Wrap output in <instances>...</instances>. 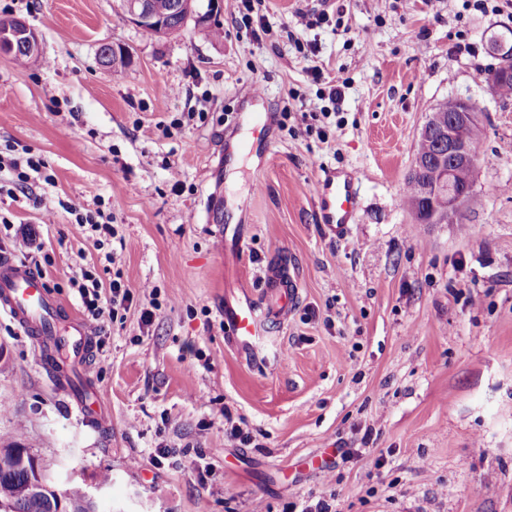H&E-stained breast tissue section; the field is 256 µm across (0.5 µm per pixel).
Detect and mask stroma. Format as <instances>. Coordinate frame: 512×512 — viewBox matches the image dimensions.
<instances>
[{"label":"stroma","instance_id":"1","mask_svg":"<svg viewBox=\"0 0 512 512\" xmlns=\"http://www.w3.org/2000/svg\"><path fill=\"white\" fill-rule=\"evenodd\" d=\"M118 5L0 0V19L25 20L40 47L25 64L0 54V156L46 162L19 199L0 196V252L33 236L37 270L79 316V268L133 296L94 339L104 428L68 408L0 315V436L59 486L83 483L95 512H301L321 497L334 512H512V98L485 83L501 61L489 41L512 43V0H255L272 30L253 41L241 0H221L218 36L193 39L147 35ZM300 12L326 17L300 34L317 54L280 36ZM105 44L130 63L100 66ZM331 81L346 84L338 124L305 135L301 116ZM255 84L276 148L233 179L224 137ZM448 98L481 114L479 176L459 221L418 224L406 179ZM321 166L359 178L342 239L317 219ZM252 185L248 212L223 205L225 188ZM69 202L111 212L115 264ZM227 223L240 227L230 246ZM274 261L300 301L246 355L224 333V302H264ZM228 417L248 444L228 441Z\"/></svg>","mask_w":512,"mask_h":512}]
</instances>
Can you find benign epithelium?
<instances>
[{
	"label": "benign epithelium",
	"mask_w": 512,
	"mask_h": 512,
	"mask_svg": "<svg viewBox=\"0 0 512 512\" xmlns=\"http://www.w3.org/2000/svg\"><path fill=\"white\" fill-rule=\"evenodd\" d=\"M188 7L186 21L195 23L213 20L219 9L217 0H176V7ZM121 18L142 29L146 25L161 27V22L152 12L151 0H121ZM25 44L37 51L39 42L33 29L20 19L0 21V53L12 54L17 45ZM477 113L473 106L464 102V109L450 116L442 112L429 113L422 127L421 135L438 132L448 142V151L438 155V164L442 171L440 182L435 191L448 196V206L433 208L422 215L426 224H446L460 212L472 195V190L456 187L453 175L463 167L479 164V156L472 150L471 130L476 122Z\"/></svg>",
	"instance_id": "7a95c632"
}]
</instances>
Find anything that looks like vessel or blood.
Here are the masks:
<instances>
[{"instance_id": "obj_1", "label": "vessel or blood", "mask_w": 512, "mask_h": 512, "mask_svg": "<svg viewBox=\"0 0 512 512\" xmlns=\"http://www.w3.org/2000/svg\"><path fill=\"white\" fill-rule=\"evenodd\" d=\"M243 100L250 109L237 115L238 137L225 144V152L240 154L260 147L265 154H272L275 142L267 137L271 116L263 110L267 101L264 92H246ZM313 194L320 223L326 224L335 235H347L359 207L357 175L320 172L314 181ZM264 279L272 318L286 320L298 304V282L281 267L267 268ZM0 313L32 339L41 367L71 405L87 420L102 423L99 402L89 401L74 386L75 376L89 374L94 340L90 327L64 307L33 265L3 252L0 253ZM224 326L232 343L245 354L256 351L269 330L258 306L248 297L225 303Z\"/></svg>"}]
</instances>
